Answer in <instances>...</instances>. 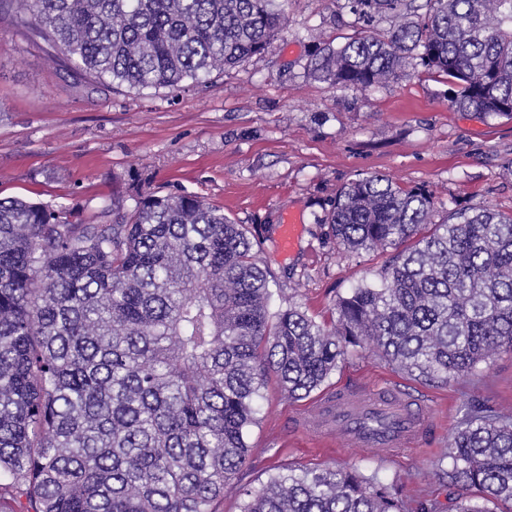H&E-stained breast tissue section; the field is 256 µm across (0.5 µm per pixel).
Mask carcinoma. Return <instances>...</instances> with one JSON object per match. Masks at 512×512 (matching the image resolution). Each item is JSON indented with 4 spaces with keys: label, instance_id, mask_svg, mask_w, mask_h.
<instances>
[{
    "label": "carcinoma",
    "instance_id": "obj_1",
    "mask_svg": "<svg viewBox=\"0 0 512 512\" xmlns=\"http://www.w3.org/2000/svg\"><path fill=\"white\" fill-rule=\"evenodd\" d=\"M288 0H0L88 83L180 90L262 54ZM361 30L317 48L307 76L367 90L427 67L458 112L512 119V0H344ZM390 20L387 29L379 21ZM111 224L0 199V512H215L246 466L268 374L308 397L357 350L414 377H466L512 347V213L455 209L379 174L322 223L347 253L394 247L379 281L317 322L271 309L260 244L191 193L138 195ZM434 476L454 512H512V417L461 422ZM242 512H412L357 469L240 489Z\"/></svg>",
    "mask_w": 512,
    "mask_h": 512
}]
</instances>
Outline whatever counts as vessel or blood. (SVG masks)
I'll list each match as a JSON object with an SVG mask.
<instances>
[{
  "mask_svg": "<svg viewBox=\"0 0 512 512\" xmlns=\"http://www.w3.org/2000/svg\"><path fill=\"white\" fill-rule=\"evenodd\" d=\"M425 396L390 383L373 391L339 390L296 420L297 429L331 428L345 444L402 446L423 437L428 423L422 414Z\"/></svg>",
  "mask_w": 512,
  "mask_h": 512,
  "instance_id": "b4317fda",
  "label": "vessel or blood"
}]
</instances>
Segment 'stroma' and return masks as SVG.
<instances>
[{
	"mask_svg": "<svg viewBox=\"0 0 512 512\" xmlns=\"http://www.w3.org/2000/svg\"><path fill=\"white\" fill-rule=\"evenodd\" d=\"M353 18L335 0H289L287 20L264 53L184 90L131 92L89 85L53 64L25 31L0 22V198L19 197L88 219L102 201L132 208L141 191L196 193L223 208L260 242L275 273L274 308L296 303L329 320L337 295L378 276L384 248L345 253L320 219L347 182L378 173L434 198L436 220L454 208L512 211V120L451 109L454 87L424 67L386 86L330 88L305 68L317 47L342 45ZM299 227L289 251L286 219ZM404 382L429 398L432 436L415 448L318 445L295 415L339 388ZM512 413V351L466 378L424 383L380 358L356 353L322 392L302 400L264 391L251 454L219 512H242L240 487L276 474L354 467L397 482L409 505L451 512L457 489L430 473L467 413Z\"/></svg>",
	"mask_w": 512,
	"mask_h": 512,
	"instance_id": "obj_1",
	"label": "stroma"
}]
</instances>
